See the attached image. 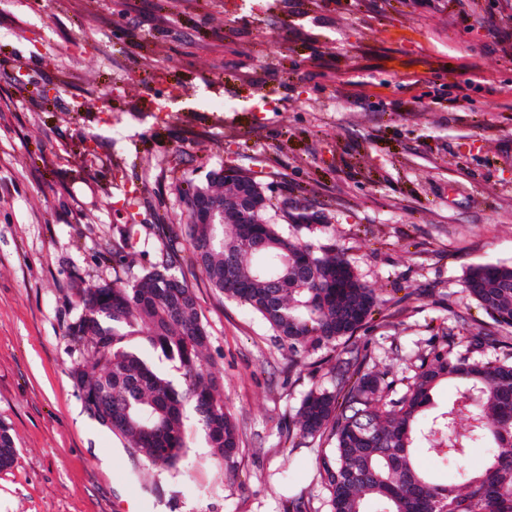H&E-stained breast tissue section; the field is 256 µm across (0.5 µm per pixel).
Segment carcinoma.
I'll use <instances>...</instances> for the list:
<instances>
[{"label": "carcinoma", "mask_w": 512, "mask_h": 512, "mask_svg": "<svg viewBox=\"0 0 512 512\" xmlns=\"http://www.w3.org/2000/svg\"><path fill=\"white\" fill-rule=\"evenodd\" d=\"M240 178L205 182L192 195L224 197V223L196 224L187 213L189 259L210 287L258 313L297 354L308 347L350 340L372 316L376 289L363 282L343 254L285 235L265 222L269 202L253 182L264 223H237L227 208ZM265 241L261 252L241 241L254 228ZM131 282L79 291L81 315L65 332L80 354L71 377L100 423L112 420V434L156 465L174 467L186 450L183 409L193 406L213 454L229 458L239 445V430L216 382L202 371L208 334L193 288H173L164 276L175 268L176 249ZM466 285L480 307L499 325L512 327V266L485 265L470 270ZM141 339L170 361L184 378L181 390L157 371L134 342ZM357 348L331 369L332 386L312 389L302 399L295 425L303 436L330 433L332 447L319 461L321 484L331 512H512V355L483 363L455 349L419 356L412 373L394 382L361 373ZM459 383L446 409H430L432 391L444 381ZM486 442L487 463L475 473L463 463L469 448ZM425 448L452 464L447 481L420 472L414 449ZM17 448L0 426V470L10 468Z\"/></svg>", "instance_id": "1"}]
</instances>
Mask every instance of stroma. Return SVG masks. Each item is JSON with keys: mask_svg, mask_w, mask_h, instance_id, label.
<instances>
[{"mask_svg": "<svg viewBox=\"0 0 512 512\" xmlns=\"http://www.w3.org/2000/svg\"><path fill=\"white\" fill-rule=\"evenodd\" d=\"M264 2L0 0V512H329L326 442L291 425L351 348L390 380L478 333L473 360L512 356L465 283L512 265V0ZM224 165L377 289L349 342L292 357L191 264L185 199ZM170 243L240 434L216 458L186 409L173 468L98 423L64 338L74 283L133 281Z\"/></svg>", "mask_w": 512, "mask_h": 512, "instance_id": "stroma-1", "label": "stroma"}]
</instances>
